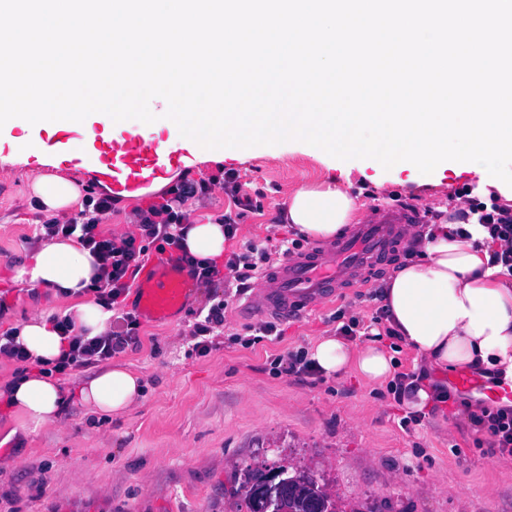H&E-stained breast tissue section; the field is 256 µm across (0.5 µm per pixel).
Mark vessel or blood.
Here are the masks:
<instances>
[{"mask_svg":"<svg viewBox=\"0 0 512 512\" xmlns=\"http://www.w3.org/2000/svg\"><path fill=\"white\" fill-rule=\"evenodd\" d=\"M77 124L56 125L54 144L60 159L69 164L90 166L97 180L113 197L137 199L154 183L183 166L184 150L173 147L153 131L105 137L89 130L81 147L73 145ZM419 210L378 208L368 212L359 224L335 244L317 246L303 254L270 266L260 278L256 296L250 297L252 313L265 316L301 315L332 296L343 284H367L371 260L390 253L407 227L421 223ZM174 248L153 252L138 266L131 284L137 299V313L151 323L172 320L190 300L196 280ZM461 395L477 396L488 402L512 403V385H489L477 375L462 371L451 382Z\"/></svg>","mask_w":512,"mask_h":512,"instance_id":"1","label":"vessel or blood"}]
</instances>
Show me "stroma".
<instances>
[{
    "label": "stroma",
    "mask_w": 512,
    "mask_h": 512,
    "mask_svg": "<svg viewBox=\"0 0 512 512\" xmlns=\"http://www.w3.org/2000/svg\"><path fill=\"white\" fill-rule=\"evenodd\" d=\"M162 134L186 149L191 178L234 169L243 192L262 205V213L240 219L235 238L224 243L228 253L249 241L272 248L297 238L280 213L295 190L328 173L329 158L300 141L253 147L246 159L229 152L223 164L211 165L197 161L193 141L177 127H163ZM23 136L42 144L51 129L15 119L0 127V297L8 306L0 333L30 315L61 314L71 305L52 289L35 292L16 278L40 246L33 226L45 215L33 183L48 174L81 189L92 182L80 165L48 164L36 152L15 158ZM336 179L354 199L357 216L412 204L424 223L438 224L478 176L448 168L423 176L364 164L337 172ZM411 246L404 241L376 261L367 287L341 289L303 317L281 320L280 339L248 349L236 336L258 318L236 302L215 330L210 354L193 353L195 312L210 295L196 287L173 321L141 323L140 345L115 356L140 376L143 388L124 414H94L73 400L59 422L14 437L0 415L4 449L16 457L11 470L0 471V512H246L244 474L262 465L320 477L338 512H512V459L490 454L465 407L440 406L408 433L398 422L409 407L397 404L385 385L350 374L299 381L270 367L272 355L307 351L336 335L335 315L370 320L380 307L375 291L406 262Z\"/></svg>",
    "instance_id": "obj_1"
}]
</instances>
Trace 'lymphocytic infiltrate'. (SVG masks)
Instances as JSON below:
<instances>
[{
    "label": "lymphocytic infiltrate",
    "instance_id": "lymphocytic-infiltrate-1",
    "mask_svg": "<svg viewBox=\"0 0 512 512\" xmlns=\"http://www.w3.org/2000/svg\"><path fill=\"white\" fill-rule=\"evenodd\" d=\"M222 189L234 209L251 210L250 196L242 194L238 175L225 171L223 177H208L199 180L182 175L166 187L157 201L136 208L133 222L135 233L117 238L104 231L103 225L112 215L116 200L111 193L86 191L79 207L68 219L51 218L37 224L34 233L38 240L49 242L62 237H77L79 243L95 258L96 273L90 291L96 303L115 312L123 328L102 336L85 338L71 315L54 316L53 321L60 336L68 342V349L54 366L55 372L84 368L105 362L128 347L140 343V322L134 312L125 308L124 301L130 290L133 271L150 250L165 247H181L185 230L191 221L186 208L189 200L209 196L214 189ZM460 197L464 203L460 211L462 218L476 217L478 223L487 228L492 238L503 241L504 250L495 253V262L506 267L512 274V206L501 203L498 193H490L487 200L473 197L471 188H463ZM181 259L192 270L198 283L212 287V304L207 311L197 312L192 336L194 351L207 356L212 348L211 335L214 329L224 324V313L229 305L222 287L226 275H233L237 293H244L248 282L271 263L268 249L250 242L242 251L231 253L226 260L215 258L199 260L189 254ZM472 423L484 431L489 439L490 451L512 457V406L482 407L472 415Z\"/></svg>",
    "mask_w": 512,
    "mask_h": 512
}]
</instances>
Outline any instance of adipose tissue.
Here are the masks:
<instances>
[{
	"instance_id": "obj_1",
	"label": "adipose tissue",
	"mask_w": 512,
	"mask_h": 512,
	"mask_svg": "<svg viewBox=\"0 0 512 512\" xmlns=\"http://www.w3.org/2000/svg\"><path fill=\"white\" fill-rule=\"evenodd\" d=\"M34 192L49 216L79 196L77 186L58 175L40 178ZM354 209L353 199L326 181L297 189L286 218L307 236L331 240L352 221ZM224 241L223 225L207 222L190 225L184 244L192 256L209 259L223 254ZM421 248L422 257L396 269L382 287L388 326L400 342L438 368L499 369L512 381V279L502 265L491 262L500 243L483 226L458 220L431 225ZM94 264L75 239L61 238L46 244L21 269L31 284L72 299L76 324L90 338L105 335L112 320L111 311L82 299ZM16 341L36 365L0 383V409L14 413L22 431L58 422L73 396L91 411L116 415L142 394L139 376L119 365L98 371L75 394L63 390L44 372L63 348L47 316H32L19 325ZM309 357L326 374L354 373L371 384L383 383L394 372V358L383 347L369 344L355 350L336 337L319 341Z\"/></svg>"
}]
</instances>
